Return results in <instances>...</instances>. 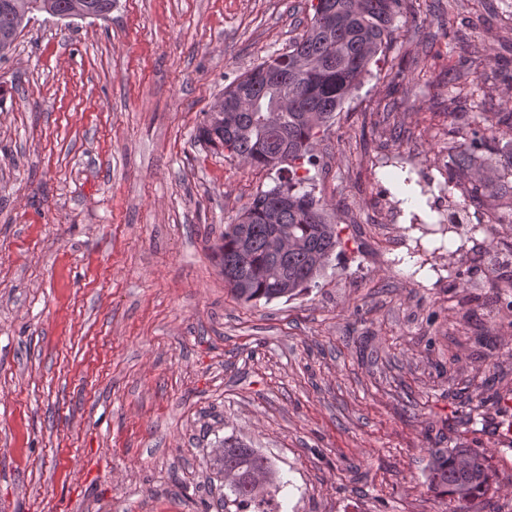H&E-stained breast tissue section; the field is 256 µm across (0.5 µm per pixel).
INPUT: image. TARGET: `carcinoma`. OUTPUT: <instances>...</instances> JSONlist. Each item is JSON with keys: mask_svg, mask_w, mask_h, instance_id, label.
<instances>
[{"mask_svg": "<svg viewBox=\"0 0 512 512\" xmlns=\"http://www.w3.org/2000/svg\"><path fill=\"white\" fill-rule=\"evenodd\" d=\"M114 0H0V57L8 53L25 19L44 13L103 18ZM404 0H324L288 52L271 56L224 89L206 113L197 138L252 167L282 166L286 182L253 199L224 227L219 246L224 281L249 303L301 294L327 266L339 244L325 205L304 184L317 166L312 142L363 82L379 51L392 41V23ZM288 71V88L256 78L265 65ZM448 182L463 187L461 208L491 206L512 196V108L484 112L448 147ZM224 475V500L236 512H280L281 480L255 449L232 437L213 451ZM427 483L448 512H462L487 495L491 468L472 448L434 452Z\"/></svg>", "mask_w": 512, "mask_h": 512, "instance_id": "cac0c4a2", "label": "carcinoma"}]
</instances>
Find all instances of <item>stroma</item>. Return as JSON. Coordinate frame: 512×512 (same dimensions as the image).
<instances>
[{
    "instance_id": "stroma-1",
    "label": "stroma",
    "mask_w": 512,
    "mask_h": 512,
    "mask_svg": "<svg viewBox=\"0 0 512 512\" xmlns=\"http://www.w3.org/2000/svg\"><path fill=\"white\" fill-rule=\"evenodd\" d=\"M493 4L407 0L313 144L340 244L315 287L268 303L234 297L218 248L280 175L196 134L312 0L32 16L0 59V512H224L210 458L231 435L278 470L280 512H448L425 470L458 446L493 472L469 512H512V223H429L440 199L406 204L401 171L374 165L397 152L444 182L452 131L512 103V0ZM460 70L474 94L453 101Z\"/></svg>"
}]
</instances>
